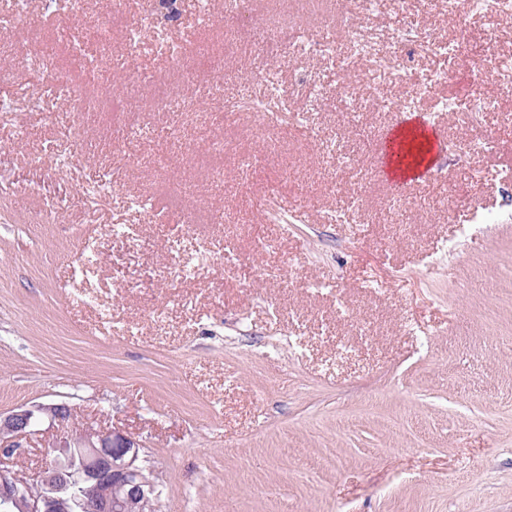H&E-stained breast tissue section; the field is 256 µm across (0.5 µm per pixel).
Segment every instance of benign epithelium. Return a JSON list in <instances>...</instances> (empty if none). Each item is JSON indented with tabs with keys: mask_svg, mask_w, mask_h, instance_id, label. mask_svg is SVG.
Returning <instances> with one entry per match:
<instances>
[{
	"mask_svg": "<svg viewBox=\"0 0 512 512\" xmlns=\"http://www.w3.org/2000/svg\"><path fill=\"white\" fill-rule=\"evenodd\" d=\"M73 415L67 403H38L0 413V512H55L58 497L31 495L28 489L60 484L74 491V512H127L145 495L140 481L144 448L115 429L66 430ZM53 432L48 447L56 455L32 474L12 470L18 455L34 437Z\"/></svg>",
	"mask_w": 512,
	"mask_h": 512,
	"instance_id": "obj_1",
	"label": "benign epithelium"
}]
</instances>
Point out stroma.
I'll list each match as a JSON object with an SVG mask.
<instances>
[{"mask_svg":"<svg viewBox=\"0 0 512 512\" xmlns=\"http://www.w3.org/2000/svg\"><path fill=\"white\" fill-rule=\"evenodd\" d=\"M155 2L92 0L72 15L28 0L24 29L0 27V68L16 72L0 110V412L64 402L72 431L120 429L153 466L158 512H512V72L484 89L496 110L440 112L434 98L468 97L475 75L419 49L409 63L433 97L401 113L336 112L293 92L298 74L315 93L336 81L335 55L305 52L280 65L270 124L247 112L218 123V103L264 92L249 76L269 65L270 0H210L205 25L197 0H181L184 69L199 65L198 46L255 34L206 87L151 36L128 52L124 30L154 17ZM324 6L386 32L408 17L418 47L461 21L512 59V17L492 9L458 20L448 0ZM109 8L104 78L32 108L26 65L48 41L70 65L69 32ZM137 70L164 80L177 106L130 99ZM404 114L445 145L432 175L405 189L380 149ZM362 133L372 147L351 162L322 155L321 141ZM480 134L494 153L460 151ZM57 139L60 151L29 168ZM102 176L110 195L90 199ZM453 186L471 208L457 207ZM296 195L301 215L278 210ZM136 198L189 231L150 221ZM229 239L241 264L227 269ZM194 255L198 268L172 280L175 261ZM143 261L155 273L148 296L118 284V267Z\"/></svg>","mask_w":512,"mask_h":512,"instance_id":"obj_1","label":"stroma"}]
</instances>
